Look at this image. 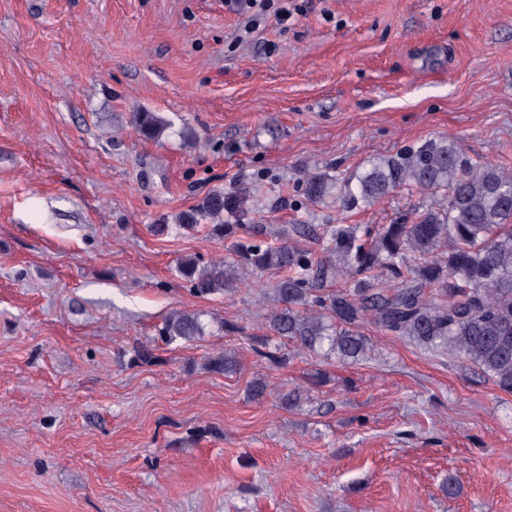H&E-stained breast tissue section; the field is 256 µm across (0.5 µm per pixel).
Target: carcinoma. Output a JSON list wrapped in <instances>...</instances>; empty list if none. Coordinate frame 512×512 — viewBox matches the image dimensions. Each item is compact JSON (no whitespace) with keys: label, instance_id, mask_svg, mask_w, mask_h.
<instances>
[{"label":"carcinoma","instance_id":"cac0c4a2","mask_svg":"<svg viewBox=\"0 0 512 512\" xmlns=\"http://www.w3.org/2000/svg\"><path fill=\"white\" fill-rule=\"evenodd\" d=\"M131 124L146 140L171 132L157 112H134ZM304 196L332 199L345 211L365 209L400 190L444 193L446 206L389 224H291L265 241L264 226L230 224L240 195L215 190L153 225L156 235L210 224L211 234L231 241L222 261L180 260L177 273L198 297L237 288L240 274L281 273L273 288L269 333L254 336L253 350L274 368L288 364L292 341L343 363L367 356L366 324L405 337L432 352L446 351L475 364L512 393V173L473 161L451 141L428 140L392 156L373 158L351 176L309 174ZM346 281L330 289L335 279ZM201 315L174 311L158 336L168 343L205 334ZM131 361L157 362L140 343Z\"/></svg>","mask_w":512,"mask_h":512}]
</instances>
